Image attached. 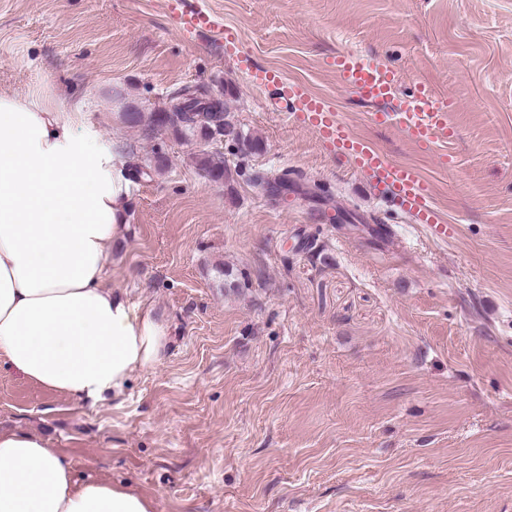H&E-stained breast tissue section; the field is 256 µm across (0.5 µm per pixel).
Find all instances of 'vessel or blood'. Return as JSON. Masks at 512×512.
<instances>
[{
    "label": "vessel or blood",
    "mask_w": 512,
    "mask_h": 512,
    "mask_svg": "<svg viewBox=\"0 0 512 512\" xmlns=\"http://www.w3.org/2000/svg\"><path fill=\"white\" fill-rule=\"evenodd\" d=\"M168 8L186 33H206L220 27L214 14L200 6H189L188 0H168ZM223 43L227 52L235 54L241 68L248 70L254 83L273 87L275 95L287 106L293 122L330 143L350 160L354 168L376 175L391 188L397 206L411 213L417 223L428 227L434 236L445 239L452 234V225L441 220L432 204L427 183L414 168L387 161L339 122L324 99L311 95L302 85L255 68L250 57L241 52L233 35H226ZM334 67L342 87L355 91L365 101L390 104V111L378 113L377 121L396 124L412 142L427 147L439 135L453 134L447 103L438 99L427 86H419L412 96H397L395 73L354 51L338 55Z\"/></svg>",
    "instance_id": "obj_1"
}]
</instances>
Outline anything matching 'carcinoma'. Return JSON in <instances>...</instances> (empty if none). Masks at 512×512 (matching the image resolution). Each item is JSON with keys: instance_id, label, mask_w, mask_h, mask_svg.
<instances>
[{"instance_id": "cac0c4a2", "label": "carcinoma", "mask_w": 512, "mask_h": 512, "mask_svg": "<svg viewBox=\"0 0 512 512\" xmlns=\"http://www.w3.org/2000/svg\"><path fill=\"white\" fill-rule=\"evenodd\" d=\"M153 122L169 126L185 137L227 136L243 155L261 150V142L239 132L234 122L228 118V111L209 112L207 106L201 104L188 88H184L170 98L169 109L157 112ZM198 163L202 170L215 181L226 178V170L221 160L209 155L199 157Z\"/></svg>"}]
</instances>
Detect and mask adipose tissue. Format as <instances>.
Wrapping results in <instances>:
<instances>
[{"label":"adipose tissue","mask_w":512,"mask_h":512,"mask_svg":"<svg viewBox=\"0 0 512 512\" xmlns=\"http://www.w3.org/2000/svg\"><path fill=\"white\" fill-rule=\"evenodd\" d=\"M128 158L101 149L50 88L0 90V360L74 403L121 395L161 365L167 327L107 288L129 222ZM0 512H153L145 495L77 481L37 435L0 431Z\"/></svg>","instance_id":"ef3b65f1"}]
</instances>
